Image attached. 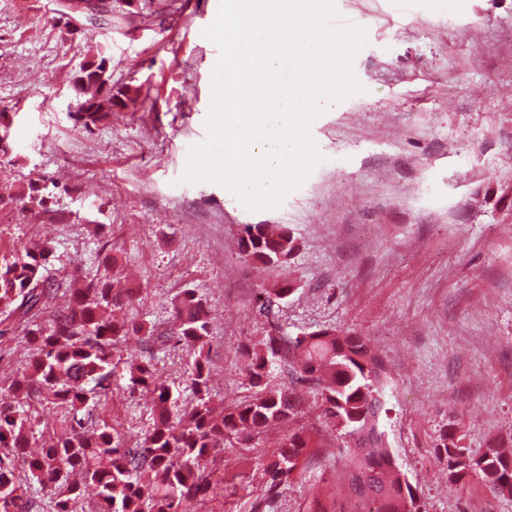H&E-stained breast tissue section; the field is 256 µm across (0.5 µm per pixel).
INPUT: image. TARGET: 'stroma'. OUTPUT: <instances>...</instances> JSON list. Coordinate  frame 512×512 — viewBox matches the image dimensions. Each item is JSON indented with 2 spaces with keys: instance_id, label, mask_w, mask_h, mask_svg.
<instances>
[{
  "instance_id": "obj_1",
  "label": "stroma",
  "mask_w": 512,
  "mask_h": 512,
  "mask_svg": "<svg viewBox=\"0 0 512 512\" xmlns=\"http://www.w3.org/2000/svg\"><path fill=\"white\" fill-rule=\"evenodd\" d=\"M69 21L61 0H0V241H47L58 275L120 276L136 299L127 324L170 328L171 301L194 290L210 310L211 390L232 407L252 398L247 352L267 337L319 329L368 340L382 366L378 429L420 512H512L481 479L452 484L434 445L443 433L480 452L512 441V0H335L367 43L353 59L362 90L334 103L310 133L323 162L275 209L248 210L223 186L183 179L207 138L220 50L203 35L219 0H105ZM111 59L115 108L92 130L76 123L74 84L97 48ZM45 211L25 209L30 187ZM249 224L286 225L284 265L253 261ZM290 292L274 316L266 288ZM158 381L194 404L191 357L176 340L142 343ZM33 346L0 320V386ZM146 393L116 361L112 395L86 415L127 447L154 423ZM297 428L315 436L288 484L264 468L288 436L272 427L224 448L220 488L200 512H305L342 501L344 443L306 400Z\"/></svg>"
}]
</instances>
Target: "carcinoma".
Here are the masks:
<instances>
[{"instance_id":"1","label":"carcinoma","mask_w":512,"mask_h":512,"mask_svg":"<svg viewBox=\"0 0 512 512\" xmlns=\"http://www.w3.org/2000/svg\"><path fill=\"white\" fill-rule=\"evenodd\" d=\"M76 121L88 128L112 116V72L76 88ZM294 248L284 230L272 236L264 224L247 226L242 249L264 265H282ZM53 248L0 244V313L19 315L35 353L27 372L14 380L15 401L0 403V512H26L27 488L16 476L15 460L27 464L32 478L54 496V512H77L82 486L94 488L96 512H193L194 500L217 489L208 473L210 457L243 430L258 436L276 423H291L304 413L305 393L320 401L322 414L344 420L350 471L349 505L330 512H397L394 500L411 503L410 484L396 472L394 459L378 431L382 411L381 368L367 340L329 330L294 339L269 336L248 353L252 399L232 409L215 404L210 392L209 310L196 292L186 290L173 304L174 337L193 350L189 376L196 403L172 416V394L154 379L151 364L130 355L129 388L154 394L158 414L138 448L129 451L105 422L86 431L83 416L107 397L114 346L129 330L114 322L113 312L132 300L131 290L114 292L104 283L75 276L58 278L49 268ZM70 305L44 317L58 295ZM286 365L295 376L288 388L262 386L267 370ZM36 394L63 406L70 418L27 452L35 415L27 398ZM311 436L297 430L266 467L269 490L288 483ZM436 453L448 465V480L477 477L499 496L512 497V454L491 446L479 454L454 436L442 435ZM361 474L364 482H356Z\"/></svg>"}]
</instances>
